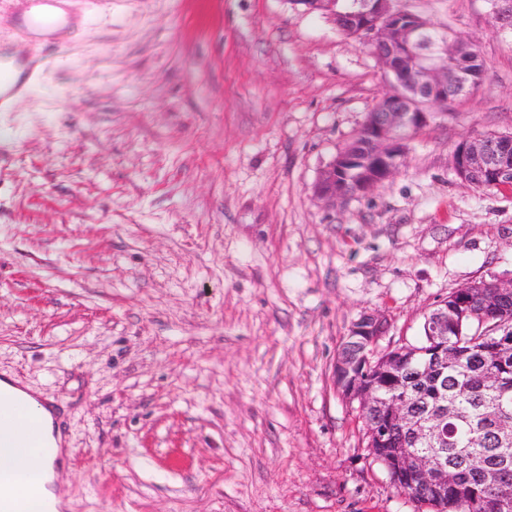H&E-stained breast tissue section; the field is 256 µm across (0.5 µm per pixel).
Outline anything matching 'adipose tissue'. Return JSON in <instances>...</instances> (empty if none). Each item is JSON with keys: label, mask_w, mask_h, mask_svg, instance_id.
Returning <instances> with one entry per match:
<instances>
[{"label": "adipose tissue", "mask_w": 512, "mask_h": 512, "mask_svg": "<svg viewBox=\"0 0 512 512\" xmlns=\"http://www.w3.org/2000/svg\"><path fill=\"white\" fill-rule=\"evenodd\" d=\"M57 474L37 458L21 457L0 448V485L15 489L14 512H42L44 504L62 508L63 501L54 489Z\"/></svg>", "instance_id": "ef3b65f1"}]
</instances>
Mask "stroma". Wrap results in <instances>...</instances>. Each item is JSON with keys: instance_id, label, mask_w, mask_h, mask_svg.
Returning <instances> with one entry per match:
<instances>
[{"instance_id": "35a3bbf8", "label": "stroma", "mask_w": 512, "mask_h": 512, "mask_svg": "<svg viewBox=\"0 0 512 512\" xmlns=\"http://www.w3.org/2000/svg\"><path fill=\"white\" fill-rule=\"evenodd\" d=\"M0 0V58L48 67L0 111V377L57 400L62 512H431L367 448L333 367L379 313L417 343L450 290L512 274V186L463 184L512 133L492 0H401L474 43L481 85L337 208L313 186L389 80L289 0ZM452 169L469 185H474L473 178L478 176L498 183L512 182V134H482L462 140L453 150ZM488 178L474 186L483 191L497 190L500 186Z\"/></svg>"}]
</instances>
